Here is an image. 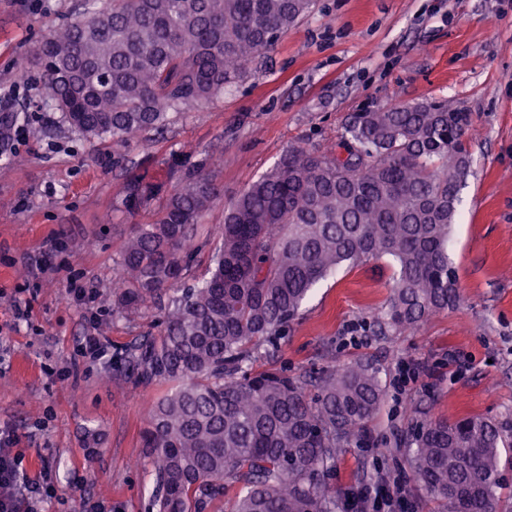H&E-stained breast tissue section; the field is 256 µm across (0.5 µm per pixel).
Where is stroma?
I'll list each match as a JSON object with an SVG mask.
<instances>
[{
  "instance_id": "stroma-1",
  "label": "stroma",
  "mask_w": 512,
  "mask_h": 512,
  "mask_svg": "<svg viewBox=\"0 0 512 512\" xmlns=\"http://www.w3.org/2000/svg\"><path fill=\"white\" fill-rule=\"evenodd\" d=\"M85 0H0V113L28 117L24 137L0 146V428L14 430L30 475L50 468L47 512H148L153 489L142 447L163 387L135 383L124 355L153 334V316L112 313L120 248L148 211L119 210L129 178L168 182L172 157L202 165L222 196L200 221L191 281L221 245L224 200L238 195L293 144H334L351 113L445 100L470 113L472 157L448 258L460 302L413 328L386 322L395 284L389 257L320 281L266 365L297 377L355 361L380 371L384 397L369 441L336 464L340 494L381 473L404 484L402 512H433L398 441L414 414L451 421L480 413L512 428V0H317L314 11L255 61L247 77L160 131L122 146L70 127L44 98L36 72L15 87L42 36ZM53 239L61 251L45 253ZM83 275L89 304L68 291ZM26 301L28 321L12 317ZM99 336L104 359L78 352ZM428 373L402 395L400 361Z\"/></svg>"
}]
</instances>
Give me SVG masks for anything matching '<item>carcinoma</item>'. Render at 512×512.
<instances>
[{
	"label": "carcinoma",
	"instance_id": "1",
	"mask_svg": "<svg viewBox=\"0 0 512 512\" xmlns=\"http://www.w3.org/2000/svg\"><path fill=\"white\" fill-rule=\"evenodd\" d=\"M314 0H88L38 44L43 94L88 138L120 145L241 82ZM18 112L0 115L11 139ZM472 117L445 102L354 113L334 147L292 145L224 202L209 277L189 284L198 223L218 200L189 170L167 191L132 177L122 201L152 209L123 243L112 314L159 311L158 334L126 353L151 406L143 448L156 512H337L336 459L379 410V369L290 377L257 364L315 286L344 263L390 256L389 319L418 325L459 300L448 229L471 168ZM158 207H153L154 202ZM407 465L437 512H501L508 430L482 414L409 427Z\"/></svg>",
	"mask_w": 512,
	"mask_h": 512
}]
</instances>
